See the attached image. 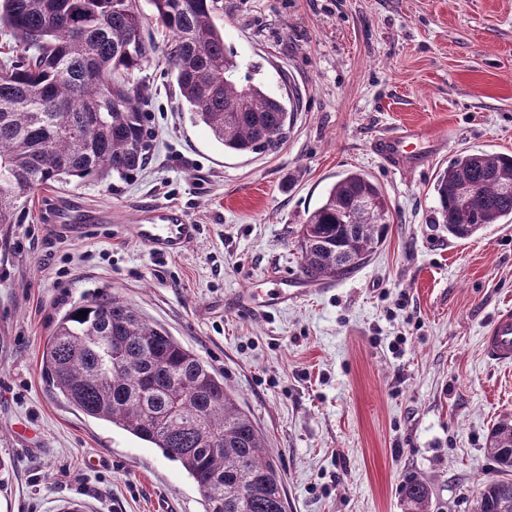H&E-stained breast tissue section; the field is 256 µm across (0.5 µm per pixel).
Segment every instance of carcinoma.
Returning <instances> with one entry per match:
<instances>
[{"mask_svg": "<svg viewBox=\"0 0 512 512\" xmlns=\"http://www.w3.org/2000/svg\"><path fill=\"white\" fill-rule=\"evenodd\" d=\"M168 37L167 71L179 106L224 150L272 151L286 134L287 102L235 79L239 63L214 21V0H149ZM138 0H0V29L15 42L0 62V227L21 223L41 189L73 181L111 184L141 170L145 93L137 73L157 51ZM471 185V203L458 201ZM430 223L465 240L512 223V153L466 150L433 185ZM391 204L360 171L339 176L298 232L302 273L341 281L385 242ZM86 316H78L79 311ZM119 342V362L112 343ZM46 386L84 415L161 449L194 480L205 512H287L275 460L234 394L192 350L116 296L93 297L57 322L41 359ZM497 475L473 512H512V420L491 430ZM421 479L403 488L407 512H429Z\"/></svg>", "mask_w": 512, "mask_h": 512, "instance_id": "cac0c4a2", "label": "carcinoma"}]
</instances>
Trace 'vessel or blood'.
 <instances>
[{"label":"vessel or blood","instance_id":"b4317fda","mask_svg":"<svg viewBox=\"0 0 512 512\" xmlns=\"http://www.w3.org/2000/svg\"><path fill=\"white\" fill-rule=\"evenodd\" d=\"M376 148L384 158L400 161H416L422 158L421 135L405 128L383 136ZM195 225L189 224L183 215L167 206L149 207L143 220L136 226V236L150 250L162 254H178L194 239ZM303 288L289 287L287 280H280L277 288L271 289L265 306H257L253 293L238 295L237 308L253 315H262L264 307H282L306 296ZM485 356L503 365L512 364V311L499 312L488 324L481 340Z\"/></svg>","mask_w":512,"mask_h":512}]
</instances>
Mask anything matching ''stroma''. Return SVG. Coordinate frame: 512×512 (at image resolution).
I'll return each instance as SVG.
<instances>
[{
    "instance_id": "stroma-1",
    "label": "stroma",
    "mask_w": 512,
    "mask_h": 512,
    "mask_svg": "<svg viewBox=\"0 0 512 512\" xmlns=\"http://www.w3.org/2000/svg\"><path fill=\"white\" fill-rule=\"evenodd\" d=\"M240 68L294 109L273 152H225L181 110L162 55L148 88V159L111 185L44 190L0 235V512H205L179 463L46 391L45 343L72 306L114 295L223 375L264 435L288 512H404L420 478L430 512H472L512 419V367L481 337L512 307V224L467 240L429 223L433 185L459 150L512 153V0H217ZM255 71H248V64ZM421 127L423 161L375 142ZM347 170L392 204L388 238L342 281L256 317L271 277L301 278L294 240ZM197 225L179 254L135 236L149 205ZM91 216L84 228L63 214Z\"/></svg>"
}]
</instances>
